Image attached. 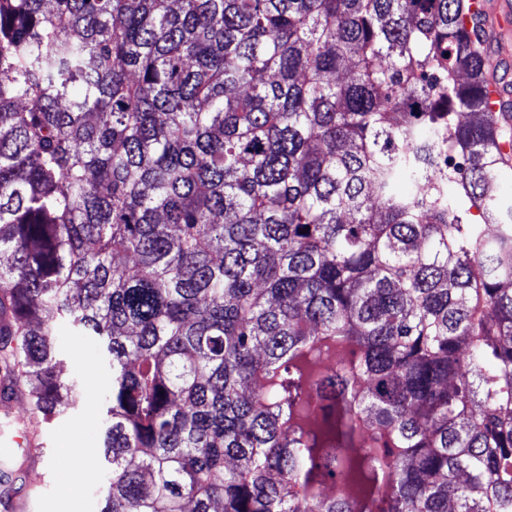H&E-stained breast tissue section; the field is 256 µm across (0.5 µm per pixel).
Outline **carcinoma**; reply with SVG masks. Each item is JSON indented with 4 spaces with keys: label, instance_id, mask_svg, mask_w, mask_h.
Wrapping results in <instances>:
<instances>
[{
    "label": "carcinoma",
    "instance_id": "cac0c4a2",
    "mask_svg": "<svg viewBox=\"0 0 512 512\" xmlns=\"http://www.w3.org/2000/svg\"><path fill=\"white\" fill-rule=\"evenodd\" d=\"M469 2L0 0V376L98 338L101 512H512Z\"/></svg>",
    "mask_w": 512,
    "mask_h": 512
}]
</instances>
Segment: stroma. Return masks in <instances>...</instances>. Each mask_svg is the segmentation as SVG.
Returning a JSON list of instances; mask_svg holds the SVG:
<instances>
[{
    "label": "stroma",
    "mask_w": 512,
    "mask_h": 512,
    "mask_svg": "<svg viewBox=\"0 0 512 512\" xmlns=\"http://www.w3.org/2000/svg\"><path fill=\"white\" fill-rule=\"evenodd\" d=\"M60 375L77 382L83 398L70 412L44 423V454L29 478L37 485L34 512H98L105 495L102 473L93 462L98 455L103 424L104 380L109 369L99 343L75 335L65 321L56 325ZM68 460H61L63 449Z\"/></svg>",
    "instance_id": "35a3bbf8"
}]
</instances>
